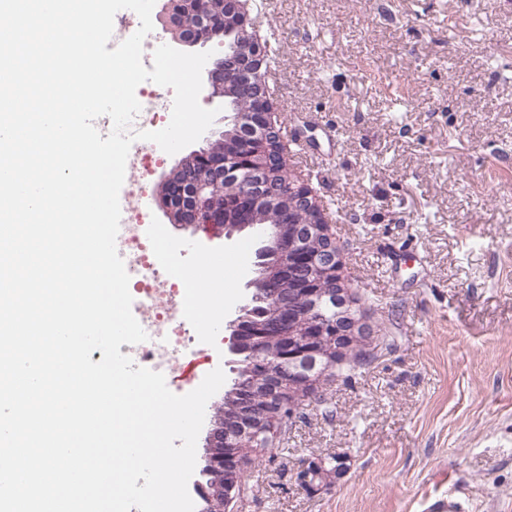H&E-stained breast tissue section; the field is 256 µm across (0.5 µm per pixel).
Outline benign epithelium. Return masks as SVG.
Returning a JSON list of instances; mask_svg holds the SVG:
<instances>
[{
	"label": "benign epithelium",
	"mask_w": 512,
	"mask_h": 512,
	"mask_svg": "<svg viewBox=\"0 0 512 512\" xmlns=\"http://www.w3.org/2000/svg\"><path fill=\"white\" fill-rule=\"evenodd\" d=\"M249 0H185L187 11L192 14L189 25L173 10L172 3L163 5L159 18L173 44L185 49L202 47L216 37L231 39L233 59L231 66L224 65V58L209 61L205 82L210 96L224 98L232 112L230 125L238 139L230 140L226 131H218L208 139L205 148L194 151L165 177L160 185L159 200L170 223L193 226L203 230L224 233L230 239L247 228L262 229L266 242L254 253L253 266L263 269V274L249 282L260 289L273 307L268 317L255 324L246 323V313L251 303H246L230 320L227 329L229 352L238 353L242 341L252 346L253 365L259 377L273 380L282 389L283 397L278 413L287 418L297 407L288 400V389L296 385L316 388L324 372L316 370L328 348L336 343L359 340L368 345L372 336L366 331L362 315L347 309L342 317L345 322L336 324L328 320L318 308L324 303L336 302L337 286L341 285L343 264L341 250L329 225L313 221L316 230L324 236L330 247L323 252H313L304 235L307 229L295 223L297 205L318 202L314 191L305 182L286 178L277 186L270 185L269 156L271 152L284 155L280 136L279 112L267 85L268 58L265 46L258 41L254 23L249 18ZM247 102L248 108L240 112L233 97ZM281 201L277 209V223L228 224L226 215L233 210L242 216H252L263 211L268 204ZM302 287L310 301V309L300 314L288 299V283ZM305 319L301 335H292L294 324ZM276 337L274 349L276 368L267 362L266 345ZM240 418L248 425L250 443L260 441L270 432L278 434L279 428L266 429L261 421L263 409L254 397V387L241 391ZM231 452L224 456V506H229L238 494L239 478L245 465L234 451L238 444L224 441ZM322 464L301 470L299 482L314 488L316 482L339 474V470L317 473Z\"/></svg>",
	"instance_id": "benign-epithelium-1"
}]
</instances>
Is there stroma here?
<instances>
[{
	"label": "stroma",
	"mask_w": 512,
	"mask_h": 512,
	"mask_svg": "<svg viewBox=\"0 0 512 512\" xmlns=\"http://www.w3.org/2000/svg\"><path fill=\"white\" fill-rule=\"evenodd\" d=\"M290 173L320 196L343 277L377 338L369 364L302 402L249 465L233 512H512V0H266ZM170 263L198 238L252 294L233 238L169 223ZM339 477L306 489L309 462Z\"/></svg>",
	"instance_id": "stroma-1"
}]
</instances>
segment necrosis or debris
<instances>
[{
	"instance_id": "4bbe7bcc",
	"label": "necrosis or debris",
	"mask_w": 512,
	"mask_h": 512,
	"mask_svg": "<svg viewBox=\"0 0 512 512\" xmlns=\"http://www.w3.org/2000/svg\"><path fill=\"white\" fill-rule=\"evenodd\" d=\"M148 219L147 213L130 207L121 244L129 260V290L140 299L150 333L139 348L150 369L168 377L176 375L183 359L194 353L196 339L182 312L184 289L155 264L157 244L145 231Z\"/></svg>"
}]
</instances>
